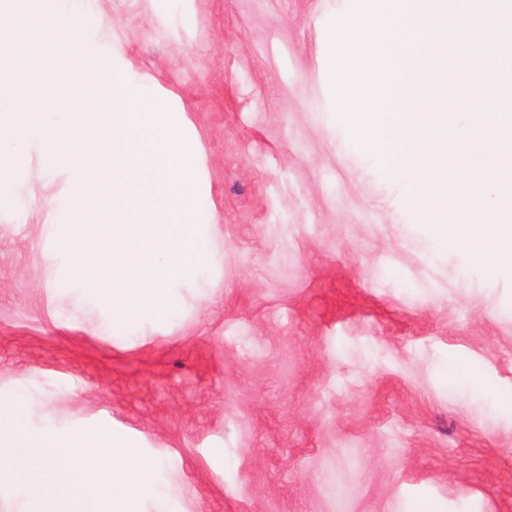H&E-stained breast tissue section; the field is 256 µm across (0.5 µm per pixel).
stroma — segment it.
Segmentation results:
<instances>
[{
	"label": "stroma",
	"mask_w": 512,
	"mask_h": 512,
	"mask_svg": "<svg viewBox=\"0 0 512 512\" xmlns=\"http://www.w3.org/2000/svg\"><path fill=\"white\" fill-rule=\"evenodd\" d=\"M352 0H96L86 53L183 113L202 265L119 324L47 260L67 171L0 190V397L111 426L138 512H512V267L432 240L342 125L324 30ZM476 367L481 400L449 375Z\"/></svg>",
	"instance_id": "1"
}]
</instances>
